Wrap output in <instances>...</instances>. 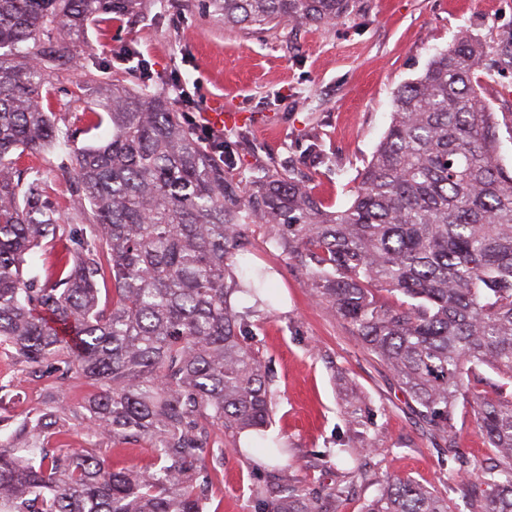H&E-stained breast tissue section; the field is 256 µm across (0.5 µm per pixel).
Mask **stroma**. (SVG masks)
Wrapping results in <instances>:
<instances>
[{
  "instance_id": "1",
  "label": "stroma",
  "mask_w": 512,
  "mask_h": 512,
  "mask_svg": "<svg viewBox=\"0 0 512 512\" xmlns=\"http://www.w3.org/2000/svg\"><path fill=\"white\" fill-rule=\"evenodd\" d=\"M461 30L483 42L511 32L512 0H355L354 10L336 23L278 29L226 27L210 0H138L130 13L93 21L76 64L49 79L44 108L68 131L67 147L23 156L19 166L40 173L47 202L71 223H89L90 213L71 209L75 187L63 166L71 152L111 133L108 119L98 114L94 85L118 79L167 95L178 79L238 115V122L224 127L235 180L292 166L308 175L327 206L342 209L390 124L396 91ZM125 48L145 63L149 79H139L118 59ZM480 83L484 102L506 121L499 131L500 157L512 168V71L481 76ZM268 124L276 127L275 135L263 133ZM314 142L321 150L317 162L307 151ZM250 264L270 271L280 301L270 314L238 293L231 305L250 324L269 368L270 433L281 438L288 460L257 463L254 455L234 453L236 434L209 428V447L223 449L224 456L209 464L205 512H259L257 487L264 474L282 486L340 489L332 512H363L394 477L446 495L455 512H470L447 445L386 365L313 296L268 225L244 227L233 271ZM0 386L9 391L0 403L8 424L38 411H62L65 427L50 438V447L108 448L114 465L154 466L147 441L115 443L87 433L86 404L96 386L76 379L51 387L46 368L31 367L4 349ZM454 421L470 466L485 462L492 450L471 408L457 405Z\"/></svg>"
}]
</instances>
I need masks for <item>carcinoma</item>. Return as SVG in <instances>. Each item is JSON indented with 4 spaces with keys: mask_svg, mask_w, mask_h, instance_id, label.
Instances as JSON below:
<instances>
[{
    "mask_svg": "<svg viewBox=\"0 0 512 512\" xmlns=\"http://www.w3.org/2000/svg\"><path fill=\"white\" fill-rule=\"evenodd\" d=\"M136 0H0V347L60 383L85 378L88 430L140 438L158 465L131 471L85 448H48L61 432L36 412L0 437V512H204L202 433L248 431L252 447L288 452L267 434L269 377L246 322L244 293L273 308L269 271L229 273L242 227L269 224L313 293L398 378L420 414L456 447L452 408L472 404L493 457L473 473L458 460L472 512H512V172L477 74L512 70V32L481 44L456 35L393 99L391 123L358 173L352 201L332 210L294 171L240 186L169 99L118 80L100 88L111 138L65 167L95 217L67 227L39 174L17 176L14 154L65 143L43 102L48 77L71 64L88 23ZM224 25H329L354 0H212ZM82 236L41 278L42 240ZM90 238H84V234ZM106 254L112 303L95 279ZM401 295L390 304L378 293ZM486 366L500 381H484ZM333 489L260 491L264 512H329ZM364 512H453L448 497L389 481Z\"/></svg>",
    "mask_w": 512,
    "mask_h": 512,
    "instance_id": "carcinoma-1",
    "label": "carcinoma"
}]
</instances>
